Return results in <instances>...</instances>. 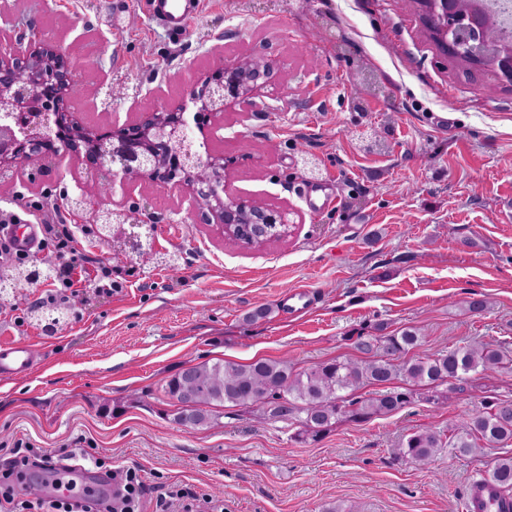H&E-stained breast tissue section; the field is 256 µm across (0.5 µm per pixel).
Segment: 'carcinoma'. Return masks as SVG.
Returning a JSON list of instances; mask_svg holds the SVG:
<instances>
[{
    "label": "carcinoma",
    "instance_id": "cac0c4a2",
    "mask_svg": "<svg viewBox=\"0 0 512 512\" xmlns=\"http://www.w3.org/2000/svg\"><path fill=\"white\" fill-rule=\"evenodd\" d=\"M374 336L356 337L357 359H331L297 369L286 360L255 359L246 364L219 360L180 370L167 380L165 393L176 404H191L190 426L209 425L213 409L229 405L259 409L272 421H296L297 441L318 442L345 417L354 422L390 416L409 405L420 390L435 402L468 390L476 375L512 370V349L503 344L474 341L431 355H404L424 342L421 330L397 333L376 327ZM377 391L371 392L369 388ZM512 400L486 396L481 409L448 427L423 428L403 436L396 457L426 464L443 449L459 457L487 448H502L485 476L504 493H512Z\"/></svg>",
    "mask_w": 512,
    "mask_h": 512
}]
</instances>
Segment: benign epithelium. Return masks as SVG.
<instances>
[{"label":"benign epithelium","mask_w":512,"mask_h":512,"mask_svg":"<svg viewBox=\"0 0 512 512\" xmlns=\"http://www.w3.org/2000/svg\"><path fill=\"white\" fill-rule=\"evenodd\" d=\"M417 9L430 38L448 59L467 70L482 71L492 64L494 81L512 89V43L498 34L500 9L476 14L471 0H405ZM12 20L0 10V176L25 172L30 165L42 170L64 156L84 157L93 170L108 174L109 192L148 182L178 190L189 211L201 224H217L224 238L248 250L290 233L283 214L249 197L227 193L226 173L234 160L219 153L203 154L186 143L190 122L204 129L220 121L232 105L247 112H280L256 101L263 81L273 70L271 59L247 55L222 61L198 79L175 108L137 112L132 119L114 118L109 125L86 123L68 109L83 81L84 69L57 41L33 29L8 38ZM196 111L187 115L189 106ZM68 201L77 213L98 226L99 236L114 245L116 257L134 254L154 258L149 236L137 231L141 220L125 225L112 222L116 209L80 194ZM67 312L45 311L41 323L58 330Z\"/></svg>","instance_id":"1"}]
</instances>
